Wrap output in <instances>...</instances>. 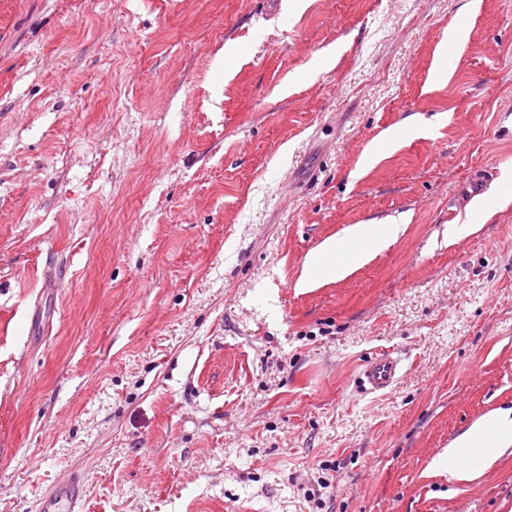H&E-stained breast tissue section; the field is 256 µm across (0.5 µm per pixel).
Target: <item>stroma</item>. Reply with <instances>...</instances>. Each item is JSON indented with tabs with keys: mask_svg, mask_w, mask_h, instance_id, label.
I'll use <instances>...</instances> for the list:
<instances>
[{
	"mask_svg": "<svg viewBox=\"0 0 512 512\" xmlns=\"http://www.w3.org/2000/svg\"><path fill=\"white\" fill-rule=\"evenodd\" d=\"M506 409L512 0H0V512H512L447 455ZM399 224H356L340 239L330 238L312 251L304 264L298 287L313 288L346 278L366 263L387 238L395 237ZM352 244L351 249L347 248ZM400 368L390 355H378L361 365L357 379L360 388L368 394L385 393L398 382ZM85 479L69 477L56 483L40 500V512H81Z\"/></svg>",
	"mask_w": 512,
	"mask_h": 512,
	"instance_id": "obj_1",
	"label": "stroma"
}]
</instances>
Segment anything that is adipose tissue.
<instances>
[{
  "mask_svg": "<svg viewBox=\"0 0 512 512\" xmlns=\"http://www.w3.org/2000/svg\"><path fill=\"white\" fill-rule=\"evenodd\" d=\"M399 230L396 224H356L347 228L342 238L325 240L308 255L299 287L312 288L346 278L366 263L385 239L396 236ZM506 430L512 431V417L498 414L460 439L450 450L459 472L475 473L487 468L501 453V434Z\"/></svg>",
  "mask_w": 512,
  "mask_h": 512,
  "instance_id": "1",
  "label": "adipose tissue"
}]
</instances>
